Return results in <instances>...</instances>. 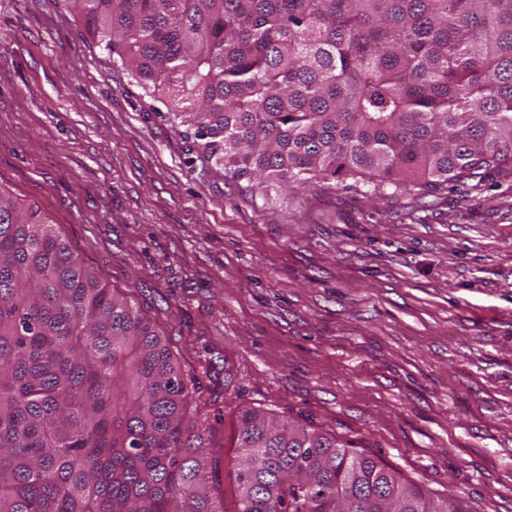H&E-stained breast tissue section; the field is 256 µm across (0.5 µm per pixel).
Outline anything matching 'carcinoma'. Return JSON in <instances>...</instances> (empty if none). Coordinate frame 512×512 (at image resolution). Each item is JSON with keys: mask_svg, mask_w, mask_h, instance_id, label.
<instances>
[{"mask_svg": "<svg viewBox=\"0 0 512 512\" xmlns=\"http://www.w3.org/2000/svg\"><path fill=\"white\" fill-rule=\"evenodd\" d=\"M196 155L268 197L512 179V0H65ZM159 328L0 184V512H228ZM233 512H456L335 435L238 414Z\"/></svg>", "mask_w": 512, "mask_h": 512, "instance_id": "obj_1", "label": "carcinoma"}]
</instances>
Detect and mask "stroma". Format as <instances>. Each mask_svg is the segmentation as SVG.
Returning <instances> with one entry per match:
<instances>
[{"label": "stroma", "mask_w": 512, "mask_h": 512, "mask_svg": "<svg viewBox=\"0 0 512 512\" xmlns=\"http://www.w3.org/2000/svg\"><path fill=\"white\" fill-rule=\"evenodd\" d=\"M64 0H0V183L161 328L224 420L335 434L456 512H512V184L252 195Z\"/></svg>", "instance_id": "stroma-1"}]
</instances>
